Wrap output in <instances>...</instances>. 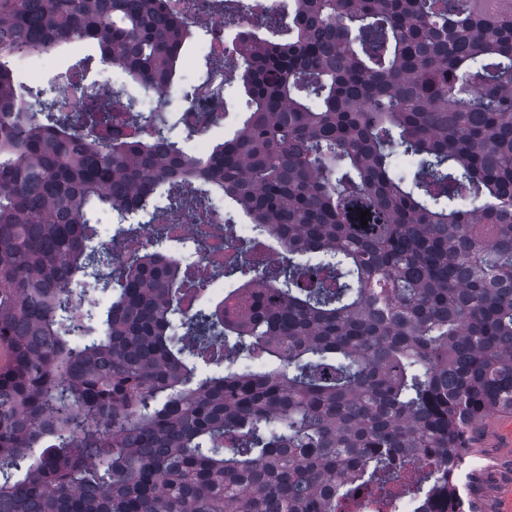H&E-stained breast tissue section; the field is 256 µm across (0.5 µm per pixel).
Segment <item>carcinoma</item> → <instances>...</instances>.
<instances>
[{
  "label": "carcinoma",
  "instance_id": "obj_1",
  "mask_svg": "<svg viewBox=\"0 0 512 512\" xmlns=\"http://www.w3.org/2000/svg\"><path fill=\"white\" fill-rule=\"evenodd\" d=\"M224 25L245 112L200 159L130 96L63 112L16 78L80 43L178 86L194 27L165 0H0V512H476L470 429L512 414V11ZM214 194L253 224L213 272L240 303L188 315L159 216L200 250ZM99 210L146 248L98 242Z\"/></svg>",
  "mask_w": 512,
  "mask_h": 512
}]
</instances>
